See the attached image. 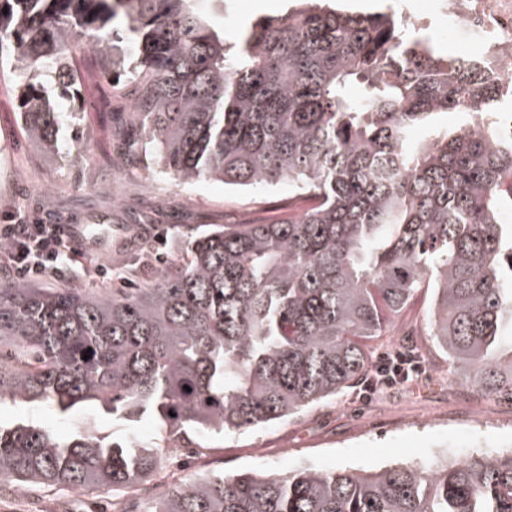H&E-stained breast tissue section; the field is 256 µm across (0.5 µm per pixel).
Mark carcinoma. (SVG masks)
Wrapping results in <instances>:
<instances>
[{"instance_id":"cac0c4a2","label":"carcinoma","mask_w":512,"mask_h":512,"mask_svg":"<svg viewBox=\"0 0 512 512\" xmlns=\"http://www.w3.org/2000/svg\"><path fill=\"white\" fill-rule=\"evenodd\" d=\"M293 2L231 46L201 0H0V56L46 151L60 126L49 85L78 94L71 57L88 51L112 85L136 86L129 148L144 165L183 183L286 182L313 201L197 233L132 288L0 284V405L152 415L171 435L252 431L369 376V343L421 288L448 363L476 392L512 397V138L498 123L512 86L390 13ZM448 112L467 120L411 140ZM160 465L135 439L0 421V480L114 490ZM148 512H512V451L370 474L209 473Z\"/></svg>"}]
</instances>
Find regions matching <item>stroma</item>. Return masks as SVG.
<instances>
[{
    "instance_id": "stroma-1",
    "label": "stroma",
    "mask_w": 512,
    "mask_h": 512,
    "mask_svg": "<svg viewBox=\"0 0 512 512\" xmlns=\"http://www.w3.org/2000/svg\"><path fill=\"white\" fill-rule=\"evenodd\" d=\"M289 0H224L214 17L224 39L235 42L257 19L284 15ZM78 99L59 97L58 150L49 154L26 137L20 126L15 83L0 78V162L8 176L0 181V224L22 214L42 224H76L92 233L111 232L96 264L112 268L122 285L131 262H140L143 281L155 278L162 262L185 251L188 229L214 224H264L295 213L303 202L287 184L264 189H228L217 180L184 184L160 164L144 167L130 159L128 145L140 140L128 111L131 90L115 91L103 77L100 61L80 60ZM428 291H419L392 335L374 344L375 355L407 348L420 365L419 378L405 386L363 385L323 402L288 421L262 430L228 436L184 439L165 466L138 486L147 496L174 488L201 474L243 470L291 474L311 466L323 471L353 468L366 474L393 462L450 463L474 449H512V399L485 398L461 380L427 334ZM481 412L491 428L474 434L454 429H424L429 418L451 422ZM24 415L50 425L57 435L75 429L123 442L147 444L162 434L148 418L120 422L85 409L64 419L51 407H0V420ZM68 490L53 486H11L0 490V512H57Z\"/></svg>"
}]
</instances>
